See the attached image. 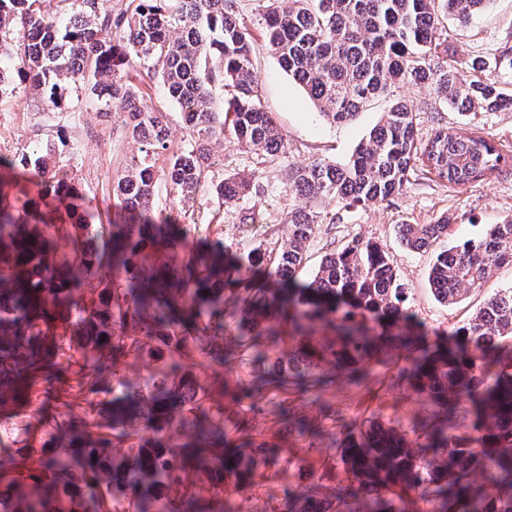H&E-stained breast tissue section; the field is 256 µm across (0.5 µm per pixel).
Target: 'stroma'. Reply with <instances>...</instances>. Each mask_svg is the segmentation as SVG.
<instances>
[{
    "instance_id": "35a3bbf8",
    "label": "stroma",
    "mask_w": 512,
    "mask_h": 512,
    "mask_svg": "<svg viewBox=\"0 0 512 512\" xmlns=\"http://www.w3.org/2000/svg\"><path fill=\"white\" fill-rule=\"evenodd\" d=\"M256 6V0H239V14L254 35L261 100L280 127L286 148L269 155L225 140L223 147L211 148L207 178L193 203L182 206L173 191L159 187L153 201L155 217L179 215L190 230L187 247L221 238L233 247H256L272 256L288 233V213L308 207L317 212L319 224L307 262L299 272L301 278L309 277L330 248H343L357 237L376 241L385 246L389 262L407 290V305L425 330L452 333L488 297L512 286V266L500 268L482 288L451 307L434 297L428 282L430 267L438 251L482 236L488 225L512 219V166L465 188L418 172L401 195L382 203L347 208L335 201H303L287 189L289 169L317 158L344 161L389 109L393 98L387 95L370 101L357 119L346 125H334L319 117L270 52L257 22ZM447 29L459 79H477L478 73L472 68L476 59L512 47V0H491L468 25L451 22ZM405 94L420 109L419 138H428L441 126L460 135L480 128L512 156V110L467 115L451 112L423 84L406 88ZM65 105L69 114L62 119L57 113L37 110L24 89L1 100L0 152H28L42 143L56 144L80 182L83 204L95 223L106 226L118 222L120 211L112 188L136 146L126 137L120 114H113L111 124H100L92 102L73 92ZM233 175L252 180L253 191L225 204L214 188ZM443 218L451 229L447 238L432 248L410 251L398 243L399 225L435 224ZM412 358V353L396 349L385 362L371 364L368 377L361 383L339 375L317 394L263 390L241 402L234 398V384L246 376L247 365H238L235 372L228 373L210 366L204 358H196L190 369L204 390L202 411L221 416L228 438L240 440L234 424L241 419L251 437L268 441L279 450L282 473L262 467L247 493L224 490L223 497L233 512H281L288 494L303 492L313 484L320 485L323 494H334L345 479L335 454L344 425L374 419L395 426L408 438L421 436V426L431 418L434 407L400 375ZM162 366V361L148 354H132L117 361L114 372L117 379L144 391ZM106 399L103 393H81L77 377L66 363L50 367L36 380L28 397L0 403V462L8 463L22 446L43 448L61 420L99 422V415L90 407ZM279 402L285 403L293 420L320 430V438L284 436L275 412Z\"/></svg>"
}]
</instances>
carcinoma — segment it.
<instances>
[{
  "label": "carcinoma",
  "instance_id": "carcinoma-1",
  "mask_svg": "<svg viewBox=\"0 0 512 512\" xmlns=\"http://www.w3.org/2000/svg\"><path fill=\"white\" fill-rule=\"evenodd\" d=\"M263 37L282 69L331 123L352 120L369 100L426 83L453 112L512 109L495 82H458L448 58L441 18L468 22L488 0H258ZM253 34L237 18V0H0V100L28 89L39 110L61 109L72 88L95 100L100 121L112 109L126 114L125 132L137 153L113 189L126 214L108 231L95 228L75 204L81 191L67 160L49 145L0 153V402L17 381L33 383L47 362L80 353L78 386H98L113 363L157 352L170 369L199 353L227 372L234 360L250 366L252 382L286 390L297 380L318 390L324 369L363 377L372 359L393 349L418 350L423 333L412 324L406 288L385 249L361 238L324 256L304 282L297 273L314 238L318 215H288V237L277 255L236 253L221 241L176 259L189 229L151 219L157 185L183 201L204 179L203 145L231 137L255 150L284 149L278 127L259 94ZM482 71L512 70V48L476 62ZM162 83L180 108L192 145L170 150L166 117L146 104L141 75ZM413 103L398 99L344 163L317 159L294 168L289 188L302 199L337 200L350 208L384 202L405 190L416 171L457 187L481 182L512 161L482 131L458 135L437 128L417 134ZM163 166L156 167L158 160ZM31 175L30 185L16 180ZM250 181L231 176L216 186L226 203L248 195ZM438 224H403L400 244L413 251L448 234ZM512 265V221L491 224L477 239L439 252L431 289L453 306L500 267ZM107 267L96 297L84 300L85 278ZM239 305L237 333L226 332L224 291ZM288 319L292 346L271 358L259 340L268 322ZM73 338L49 350L56 324ZM403 368L410 386L437 411L436 442L412 441L394 427L351 425L336 447L349 479L337 496L312 488L288 503V512H406L417 497L429 512H512V286L489 297L452 333ZM143 436L125 428L137 409L128 393L112 397V434L62 425L78 462L50 439L16 449L25 479L0 475L3 512H97L118 492L138 512H176L172 493L183 486L186 457L209 484L242 493L254 485L257 464H278L272 446L213 440L204 431L172 443L168 432L186 427L177 413L199 402L188 374L154 382L142 397ZM130 443L129 473L113 449Z\"/></svg>",
  "mask_w": 512,
  "mask_h": 512
}]
</instances>
